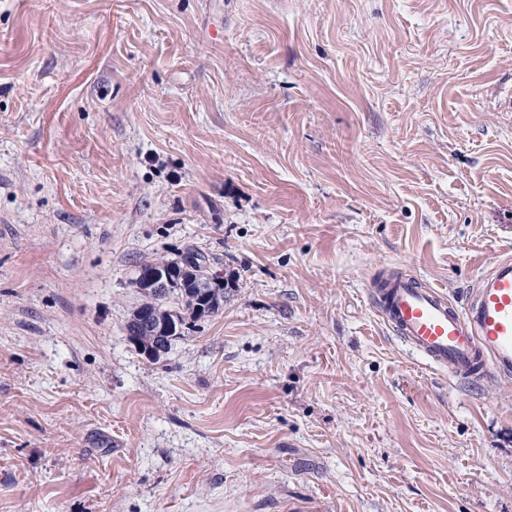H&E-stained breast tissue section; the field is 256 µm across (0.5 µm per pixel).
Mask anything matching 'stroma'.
<instances>
[{"label": "stroma", "instance_id": "obj_1", "mask_svg": "<svg viewBox=\"0 0 512 512\" xmlns=\"http://www.w3.org/2000/svg\"><path fill=\"white\" fill-rule=\"evenodd\" d=\"M229 286L159 359L139 266ZM512 254V0H0V512H512V377L372 286Z\"/></svg>", "mask_w": 512, "mask_h": 512}]
</instances>
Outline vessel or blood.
Listing matches in <instances>:
<instances>
[{
    "label": "vessel or blood",
    "mask_w": 512,
    "mask_h": 512,
    "mask_svg": "<svg viewBox=\"0 0 512 512\" xmlns=\"http://www.w3.org/2000/svg\"><path fill=\"white\" fill-rule=\"evenodd\" d=\"M378 307L425 367L469 382L512 374V257L499 258L464 305L417 276L396 275L378 290Z\"/></svg>",
    "instance_id": "obj_1"
}]
</instances>
